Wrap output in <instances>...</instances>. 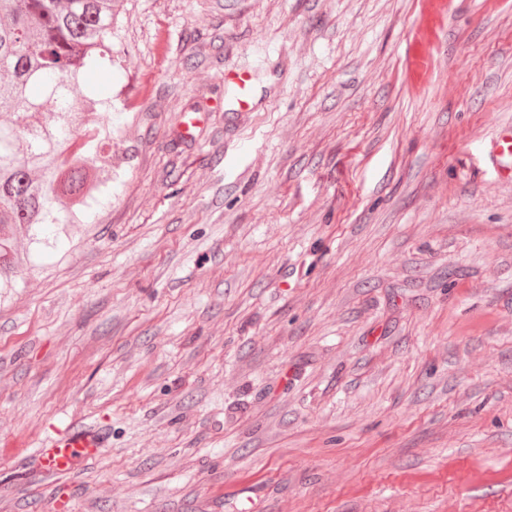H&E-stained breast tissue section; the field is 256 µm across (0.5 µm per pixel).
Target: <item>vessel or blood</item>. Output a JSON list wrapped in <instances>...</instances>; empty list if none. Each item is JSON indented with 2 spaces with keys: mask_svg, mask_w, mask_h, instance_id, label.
I'll use <instances>...</instances> for the list:
<instances>
[{
  "mask_svg": "<svg viewBox=\"0 0 512 512\" xmlns=\"http://www.w3.org/2000/svg\"><path fill=\"white\" fill-rule=\"evenodd\" d=\"M225 84L238 90L239 107L252 108L254 89L249 74L233 69L225 70ZM497 163L502 178L512 180V127L502 129L497 141ZM109 443L106 430L96 425L68 422L54 428L42 448L32 458L36 474L45 478L69 475L75 467L99 455Z\"/></svg>",
  "mask_w": 512,
  "mask_h": 512,
  "instance_id": "vessel-or-blood-1",
  "label": "vessel or blood"
}]
</instances>
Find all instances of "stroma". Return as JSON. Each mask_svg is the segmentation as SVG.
I'll return each instance as SVG.
<instances>
[{"label":"stroma","mask_w":512,"mask_h":512,"mask_svg":"<svg viewBox=\"0 0 512 512\" xmlns=\"http://www.w3.org/2000/svg\"><path fill=\"white\" fill-rule=\"evenodd\" d=\"M112 53V199L0 304V512H512V0H127ZM224 85H232L237 88V103L240 108H254V89L249 74L233 69H225ZM496 146L500 175L502 178L512 180V127L501 130ZM109 439L107 431L96 425L71 421L57 426L31 459L33 470L45 478L69 475L79 463L107 448Z\"/></svg>","instance_id":"1"}]
</instances>
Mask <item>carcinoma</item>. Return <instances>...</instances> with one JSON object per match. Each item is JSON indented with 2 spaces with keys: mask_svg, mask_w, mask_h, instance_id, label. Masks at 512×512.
Returning <instances> with one entry per match:
<instances>
[{
  "mask_svg": "<svg viewBox=\"0 0 512 512\" xmlns=\"http://www.w3.org/2000/svg\"><path fill=\"white\" fill-rule=\"evenodd\" d=\"M125 0H0V299L30 250L68 236L112 197V119L84 128L69 102L88 68L114 66Z\"/></svg>",
  "mask_w": 512,
  "mask_h": 512,
  "instance_id": "1",
  "label": "carcinoma"
}]
</instances>
